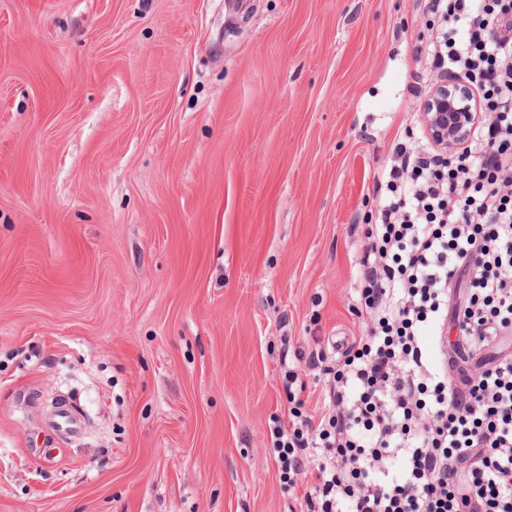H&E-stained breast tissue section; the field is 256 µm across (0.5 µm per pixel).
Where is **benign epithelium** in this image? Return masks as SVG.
<instances>
[{"label": "benign epithelium", "instance_id": "7a95c632", "mask_svg": "<svg viewBox=\"0 0 512 512\" xmlns=\"http://www.w3.org/2000/svg\"><path fill=\"white\" fill-rule=\"evenodd\" d=\"M420 109L430 139L444 149L466 147L481 117L473 86L455 76L435 85L422 100Z\"/></svg>", "mask_w": 512, "mask_h": 512}]
</instances>
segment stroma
Segmentation results:
<instances>
[{"label": "stroma", "mask_w": 512, "mask_h": 512, "mask_svg": "<svg viewBox=\"0 0 512 512\" xmlns=\"http://www.w3.org/2000/svg\"><path fill=\"white\" fill-rule=\"evenodd\" d=\"M422 0H0V512H301L284 352L358 334ZM84 418L49 424L53 396Z\"/></svg>", "instance_id": "stroma-1"}]
</instances>
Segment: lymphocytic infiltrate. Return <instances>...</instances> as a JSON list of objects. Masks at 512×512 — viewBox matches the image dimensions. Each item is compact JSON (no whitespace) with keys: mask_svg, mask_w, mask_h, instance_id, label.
I'll list each match as a JSON object with an SVG mask.
<instances>
[{"mask_svg":"<svg viewBox=\"0 0 512 512\" xmlns=\"http://www.w3.org/2000/svg\"><path fill=\"white\" fill-rule=\"evenodd\" d=\"M424 53L464 75L484 113L468 147L399 145L377 183L376 234L359 258L370 322L308 369L322 416L290 409L273 448L306 512H512V355L455 382L441 327L480 350L512 332V0H428ZM431 339H424V330Z\"/></svg>","mask_w":512,"mask_h":512,"instance_id":"f902f5d3","label":"lymphocytic infiltrate"}]
</instances>
